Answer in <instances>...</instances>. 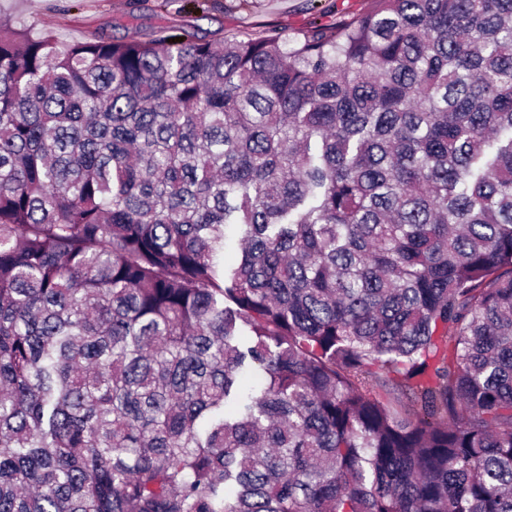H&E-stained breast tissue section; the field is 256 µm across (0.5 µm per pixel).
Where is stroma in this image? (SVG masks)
Instances as JSON below:
<instances>
[{"mask_svg": "<svg viewBox=\"0 0 512 512\" xmlns=\"http://www.w3.org/2000/svg\"><path fill=\"white\" fill-rule=\"evenodd\" d=\"M374 0H0V16L57 46L97 37L106 41L145 38L157 27L190 31L212 41L237 29L270 24L289 34L330 25L372 9Z\"/></svg>", "mask_w": 512, "mask_h": 512, "instance_id": "1", "label": "stroma"}]
</instances>
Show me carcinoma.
Here are the masks:
<instances>
[{"label": "carcinoma", "instance_id": "1", "mask_svg": "<svg viewBox=\"0 0 512 512\" xmlns=\"http://www.w3.org/2000/svg\"><path fill=\"white\" fill-rule=\"evenodd\" d=\"M172 37L0 19V512H512V0Z\"/></svg>", "mask_w": 512, "mask_h": 512}]
</instances>
